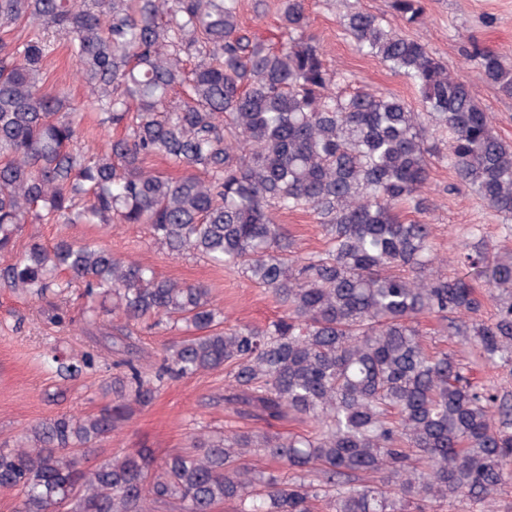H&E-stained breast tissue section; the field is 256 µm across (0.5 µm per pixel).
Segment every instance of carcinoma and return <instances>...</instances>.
<instances>
[{"label": "carcinoma", "mask_w": 512, "mask_h": 512, "mask_svg": "<svg viewBox=\"0 0 512 512\" xmlns=\"http://www.w3.org/2000/svg\"><path fill=\"white\" fill-rule=\"evenodd\" d=\"M239 0H0V254L27 224H145L169 253H192L272 293L284 315L224 328L199 284L164 279L94 244L30 240L0 283L48 300L62 274L131 328L182 322L197 335L164 350L155 380L130 360L85 416L60 415L0 448V488L16 512H435L461 496L485 501L512 483V404L432 351L420 318L477 338L482 356L512 365V254L464 261L496 291L489 323L457 322L483 305L464 278L435 269L427 210L428 126L451 133L445 157L488 207L512 217V145L495 132L473 86L426 45L356 10L344 19L357 50L418 86L423 111L395 96L343 92L309 32L305 0H282L276 40L244 30ZM408 24L422 0H392ZM31 27L27 39L2 38ZM65 42L87 104L43 92L44 62ZM469 61L512 98V60L477 44ZM124 130L105 151L75 148L83 112ZM162 157L186 170L151 173ZM309 211L325 247L295 256L279 213ZM51 355L58 375L92 366ZM228 369L224 402L240 414L310 424L288 436L229 431L192 437L157 461L148 448L88 468L86 455L153 403L164 376ZM270 462L272 472L249 458Z\"/></svg>", "instance_id": "cac0c4a2"}]
</instances>
